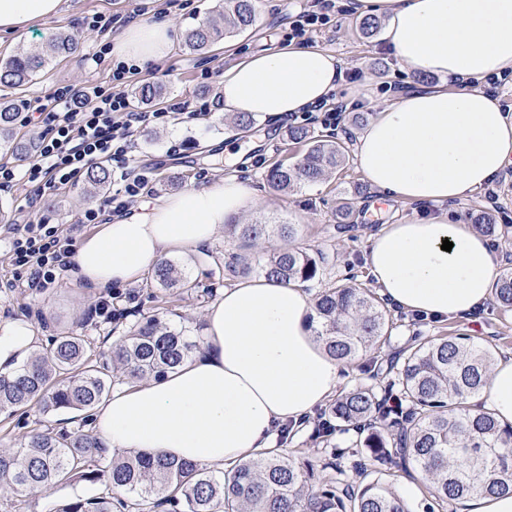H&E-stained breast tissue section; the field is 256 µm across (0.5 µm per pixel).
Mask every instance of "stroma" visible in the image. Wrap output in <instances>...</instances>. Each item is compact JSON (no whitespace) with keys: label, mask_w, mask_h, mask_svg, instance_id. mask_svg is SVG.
Returning a JSON list of instances; mask_svg holds the SVG:
<instances>
[{"label":"stroma","mask_w":512,"mask_h":512,"mask_svg":"<svg viewBox=\"0 0 512 512\" xmlns=\"http://www.w3.org/2000/svg\"><path fill=\"white\" fill-rule=\"evenodd\" d=\"M307 0H256L257 21L253 27L227 35L205 51L192 53L185 47L187 33L207 21L218 20L222 9L213 0H62L58 15L37 23L29 32L15 36L0 34V62L7 58L42 50L55 33L64 31L79 43L78 51L70 56L47 60L32 82L18 88L0 87V94L14 102L19 110L36 107L53 88L62 84L78 87L94 86L106 81L111 59L96 58L101 41H114V34L99 35L82 25L85 16L100 13L124 15L140 9L142 21L168 18L175 29L172 52L150 69L140 72L127 94L133 95L137 85L155 82L161 85L159 97L148 104L134 100V109L154 110L172 98L192 102H208L212 108L205 119L184 123L168 119L151 123L135 137L126 156L129 169L152 171L153 191L147 197L155 203L163 197L189 186L211 184L225 174H237L250 183L256 192V204L239 216L242 224H290L295 228L292 245L322 250L325 261L319 280L306 283L309 293H317L322 285L345 278H355L363 287L372 280L365 265L369 234L383 218L401 222L424 220L437 215L438 207L403 201L380 200L356 162H348L326 182L304 186L292 192H281L267 184L264 175L275 162L292 163L299 159L303 145L290 137L294 126L288 118L259 122L242 128L232 124L216 104L217 88L226 69L255 52L287 46L291 18ZM341 9L332 27L310 36L309 45L333 52L343 60V81L339 100L348 112L373 116L383 106L393 103L406 88L407 74L379 38L365 39L355 31L357 16L351 12L352 0H337ZM210 72L209 80H201V72ZM110 183L105 191L89 193L85 184H78L38 200L27 206L20 191L0 190V225L17 223L21 213L31 220L52 224L76 223L81 213L103 204L117 190ZM351 202L347 218L336 214L338 204ZM464 219L482 211L493 212L501 224L504 236L493 244L500 258L501 269L512 268V165L497 176L489 188H482L457 204ZM227 247L226 234H218L214 242L193 255L185 265L191 279L199 283L196 291H168V320L185 326L192 336L204 338L205 311L224 291L225 281L213 272L214 257L223 256ZM15 280L12 290L0 292V322L22 319L29 322L39 342L60 333L99 336L100 331L84 323L85 311L96 305L105 292L96 288L74 286L68 278L41 294H32L25 281L16 277L7 255L6 242L0 241V279ZM207 296H200V289ZM424 336H468L493 347L498 357H512V311L500 308L495 300H487L471 319H419L415 314L398 312L385 353L399 351L413 334ZM81 412L59 411L44 413L35 408L16 412L12 420L0 422V450L23 446L30 430H59L70 421L80 420ZM318 415H310L303 424L289 428L286 437L276 438V447L288 454L320 463L329 452L313 436ZM101 486L86 483L63 484L51 496L15 493L0 483V512H52L58 502L77 496L95 497Z\"/></svg>","instance_id":"1"}]
</instances>
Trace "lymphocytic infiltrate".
<instances>
[{"label": "lymphocytic infiltrate", "instance_id": "lymphocytic-infiltrate-1", "mask_svg": "<svg viewBox=\"0 0 512 512\" xmlns=\"http://www.w3.org/2000/svg\"><path fill=\"white\" fill-rule=\"evenodd\" d=\"M335 19L336 0H307L294 15L288 37L306 40ZM137 73L135 65L113 60L108 82L85 89L58 86L44 97L35 114L21 119L22 125L34 126L40 132L36 155L21 170L1 163V190L27 187L41 198L77 185L92 167L104 162L115 163L122 184L103 206L84 210L78 223L69 227L42 220L6 227L11 264L26 272L27 286L32 291L44 292L67 270L74 235L80 227L127 216L139 198L151 191L152 172L125 168L126 155L140 129L172 115L190 122L209 113L208 104L196 107L179 99L150 111L133 109L126 88Z\"/></svg>", "mask_w": 512, "mask_h": 512}]
</instances>
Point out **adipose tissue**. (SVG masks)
I'll return each instance as SVG.
<instances>
[{"instance_id":"obj_1","label":"adipose tissue","mask_w":512,"mask_h":512,"mask_svg":"<svg viewBox=\"0 0 512 512\" xmlns=\"http://www.w3.org/2000/svg\"><path fill=\"white\" fill-rule=\"evenodd\" d=\"M386 15L383 40L413 80L375 112L354 157L369 185L398 201L442 206L467 198L512 165V114L483 89L512 69V0H355ZM61 0H0V32L20 34L55 17ZM174 44L168 21L129 26L114 42L121 60L146 67ZM343 63L334 53L289 46L225 70L223 110L276 120L330 99ZM437 77L434 85L426 77ZM236 175L191 186L101 225L75 251L74 285L126 286L164 256L196 253L254 205ZM451 251L441 248L443 241ZM366 264L378 295L403 311L462 317L486 303L499 258L487 236L448 214L381 224ZM310 294L297 283L259 278L227 286L206 312L201 351L164 376L117 388L96 407L94 431L113 453L184 458L220 471L273 447L277 428L301 422L333 396L344 363L318 335ZM31 325L0 323V366L28 358ZM475 401L512 424V358L491 366Z\"/></svg>"}]
</instances>
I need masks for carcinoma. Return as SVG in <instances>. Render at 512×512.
<instances>
[{
  "mask_svg": "<svg viewBox=\"0 0 512 512\" xmlns=\"http://www.w3.org/2000/svg\"><path fill=\"white\" fill-rule=\"evenodd\" d=\"M255 0H224V28L202 23L188 32L185 46L206 49L221 34L255 24ZM75 38L60 34L36 55H15L0 64V84L22 86L46 61L71 54ZM18 113L0 103V149L20 156L31 144L15 141ZM291 137L308 144L294 165H273L266 175L278 190L321 182L348 161L344 143L316 136L304 126ZM109 173L87 175L89 191L106 184ZM239 242L224 254V274L254 272L283 283L311 282L321 275L319 260L297 247H282L253 266L247 251L276 230L290 238L285 224H228ZM151 284L163 290L198 287L169 260L154 269ZM496 303L512 310V270L494 284ZM316 319L330 354L346 363L371 355L385 361L394 378L384 385L360 383L341 392L320 418L316 438L331 443L336 423L356 431L364 480L344 484L320 474L306 459L269 448L221 472L164 455L119 456L85 427L54 432L33 429L24 447L0 451V479L21 492L48 494L64 483L101 484L106 492L76 498L54 512H412L407 499L386 480L398 468L419 473L431 498L426 512H445L449 504L512 492V425L469 404L481 391L494 362L491 349L471 338L416 337L393 357H381L393 318L375 293L353 281L321 289L314 299ZM107 348L87 336L60 335L35 350L24 363L0 369V416L37 406L42 412L90 413L108 395L114 379L159 377L180 365L197 348L186 329L160 316L136 320Z\"/></svg>",
  "mask_w": 512,
  "mask_h": 512,
  "instance_id": "1",
  "label": "carcinoma"
}]
</instances>
